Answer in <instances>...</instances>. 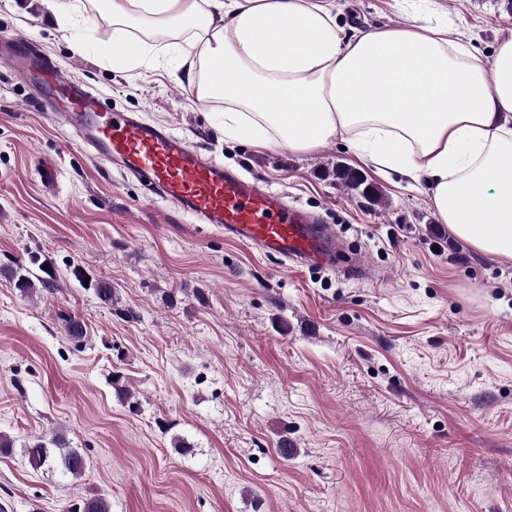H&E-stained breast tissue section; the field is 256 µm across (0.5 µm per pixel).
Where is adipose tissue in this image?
Instances as JSON below:
<instances>
[{"instance_id":"1","label":"adipose tissue","mask_w":512,"mask_h":512,"mask_svg":"<svg viewBox=\"0 0 512 512\" xmlns=\"http://www.w3.org/2000/svg\"><path fill=\"white\" fill-rule=\"evenodd\" d=\"M117 70L150 59L224 135L311 153L348 144L383 176L426 186L442 223L512 262V34L479 55L452 21L344 38L336 0H92Z\"/></svg>"}]
</instances>
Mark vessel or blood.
Masks as SVG:
<instances>
[{"instance_id":"b4317fda","label":"vessel or blood","mask_w":512,"mask_h":512,"mask_svg":"<svg viewBox=\"0 0 512 512\" xmlns=\"http://www.w3.org/2000/svg\"><path fill=\"white\" fill-rule=\"evenodd\" d=\"M75 129L95 161H117L152 193L190 213L196 223L279 257L293 267L351 269L355 260L320 213L288 204L260 180L224 167L167 127L142 122L136 113L109 109L78 88L57 67L47 71Z\"/></svg>"}]
</instances>
